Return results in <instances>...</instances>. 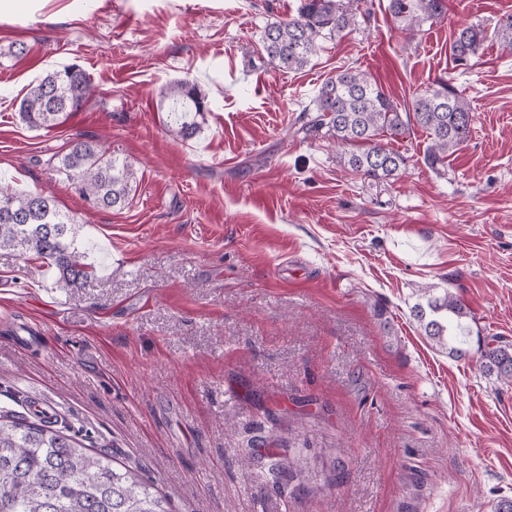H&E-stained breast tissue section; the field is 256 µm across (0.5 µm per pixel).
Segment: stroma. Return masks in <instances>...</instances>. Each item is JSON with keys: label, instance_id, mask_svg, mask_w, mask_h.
<instances>
[{"label": "stroma", "instance_id": "stroma-1", "mask_svg": "<svg viewBox=\"0 0 512 512\" xmlns=\"http://www.w3.org/2000/svg\"><path fill=\"white\" fill-rule=\"evenodd\" d=\"M0 15V182L78 217L96 269L63 289L0 248V410L46 409L92 452L139 466L173 512H495L512 499V54L492 31L512 0H445L401 30L387 0L310 65L267 58L268 24L302 0H18ZM488 36L457 64L454 31ZM26 51L12 55L13 44ZM78 65L97 93L51 130L19 106ZM371 74L397 106L447 80L474 109L443 166L426 132L388 139L387 179L353 173L327 131L303 137L321 84ZM195 83L201 131L168 132L163 86ZM91 139L126 161L124 208L89 209L50 156ZM426 288L466 304L470 354L410 315ZM279 460L291 471L274 470ZM495 341V340H494ZM494 341L488 342L484 349V357L488 364L486 365L489 371L496 370L497 374L501 377L504 376L508 380H512V348L510 345L505 344L493 345Z\"/></svg>", "mask_w": 512, "mask_h": 512}]
</instances>
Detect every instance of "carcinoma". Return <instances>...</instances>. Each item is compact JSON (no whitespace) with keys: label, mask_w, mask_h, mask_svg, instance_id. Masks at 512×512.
<instances>
[{"label":"carcinoma","mask_w":512,"mask_h":512,"mask_svg":"<svg viewBox=\"0 0 512 512\" xmlns=\"http://www.w3.org/2000/svg\"><path fill=\"white\" fill-rule=\"evenodd\" d=\"M398 26L415 30L438 21L446 13L445 0H388ZM357 22L356 13L342 0H305L298 13L268 25L262 37L270 62L281 70L307 66L322 49ZM496 37L512 52V15L499 20ZM484 32L475 25L457 29L451 52L459 62L478 54ZM94 88L86 73L67 65L44 76L22 101L19 115L33 129L49 130L60 117L79 111ZM171 101L169 133L191 139L200 128L197 118L208 107L197 86L188 80L161 90ZM317 115L302 128L313 134L323 128L352 147L344 165L371 179L395 176L406 157L381 143V137L403 135L416 125L430 143L427 162L434 167L460 150L474 122L470 101L446 80L417 93L405 112L362 70L347 67L328 78L314 100ZM49 168L76 185L83 199L95 208L124 205L132 194L135 174L127 163L99 147L92 139H78L66 153L48 160ZM75 220L61 213L43 193L0 187V248L22 255L34 254L57 269L59 288H82L90 278L72 226ZM425 302L412 308L413 319L436 346L463 359L468 355V312L449 289H423ZM489 370L512 380V346L486 344ZM0 512H170L167 496L139 467L114 466L104 455L89 452L76 437L51 425L43 413L18 417L0 412Z\"/></svg>","instance_id":"obj_1"}]
</instances>
